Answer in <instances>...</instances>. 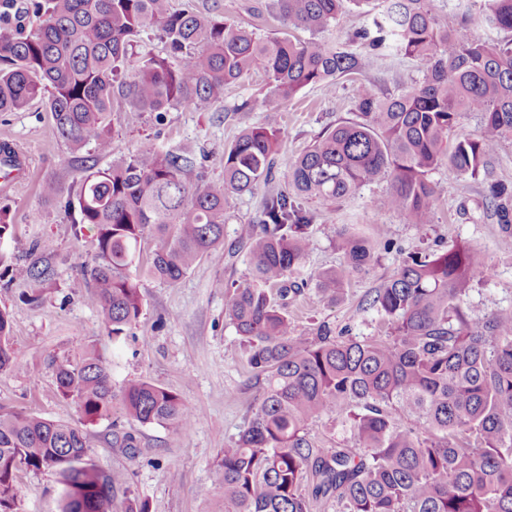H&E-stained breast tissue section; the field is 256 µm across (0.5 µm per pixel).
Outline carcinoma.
<instances>
[{"label":"carcinoma","mask_w":512,"mask_h":512,"mask_svg":"<svg viewBox=\"0 0 512 512\" xmlns=\"http://www.w3.org/2000/svg\"><path fill=\"white\" fill-rule=\"evenodd\" d=\"M350 4L365 21L344 42L324 34ZM468 20L504 34L475 36L466 25L443 24L434 0H267L264 9L290 30L265 38L169 0H0V112L38 101L72 151L93 145L112 152L111 116L183 107L208 112L224 90L254 72L267 78L261 100L267 123L245 129L224 153V185L190 182L193 152L162 153L149 140L98 168L82 161L76 208L95 229L93 256L74 288H90L112 341L142 312L139 280L131 275L145 235L164 241L145 274L180 280L202 257H219L224 214L235 195L268 181L277 146V116L301 90L365 76L376 59L412 57L422 76L399 94L359 85L357 115L327 129L288 163V189L271 191L260 230L250 243L249 279L234 287L226 314L249 343L248 362L263 381L248 426L224 449L220 470L224 512H312V500L333 497L346 512H512V309L473 319L461 307L481 255L455 247L429 260L411 257L378 289L372 304L392 336L338 341L328 328L310 342L295 335L281 298L304 283L293 279L310 245L313 214L306 199L335 200L390 179L378 208L401 214L419 231L433 220L441 168L473 178L499 144L512 137V0H460ZM156 27L167 55L127 64L135 39ZM466 112L481 116L476 138L456 129ZM488 204L512 236V185H491ZM384 233L348 229L336 244L343 266L317 275L318 290L336 297L355 273L368 270ZM5 268L42 287L54 281V246ZM11 319L0 309V373L15 367ZM57 390L78 413L49 420L0 405V512H17L16 460L33 470L59 471L61 512H112L116 477L89 462L87 428L112 415L115 402L141 424L183 432L194 420L177 394L144 380L121 394L96 345L52 360ZM355 404L353 452L320 448L307 422ZM400 421H395L394 416ZM317 480L312 497L306 475Z\"/></svg>","instance_id":"obj_1"}]
</instances>
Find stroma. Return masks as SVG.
I'll return each instance as SVG.
<instances>
[{"label": "stroma", "mask_w": 512, "mask_h": 512, "mask_svg": "<svg viewBox=\"0 0 512 512\" xmlns=\"http://www.w3.org/2000/svg\"><path fill=\"white\" fill-rule=\"evenodd\" d=\"M172 3L260 35L282 29L277 20L259 11L260 0ZM420 70L417 60L384 56L367 79L395 93L419 77ZM357 89V83L341 79L333 94L309 86L288 102L280 115L272 181L230 198L221 260L201 259L174 284L142 278L141 316L128 337L117 343L109 338L87 291L71 287L92 256L94 236L90 226L78 223L76 211L66 206L75 199L82 176L75 154L57 136L42 104L0 113V138L16 141L32 157L28 183L16 191L0 192V205L9 208L14 225L12 237L0 241V255L11 263L29 262L38 256L36 244L48 241L56 250L57 269L54 282L38 290L42 295L38 304L25 300L36 291L30 283L0 281V308L11 317L10 344L16 359L13 371L0 373V404L51 420L75 419L73 404L57 392L51 359L93 343L107 357L114 390L133 380H147L178 394L199 414L179 436L157 425L141 424L117 408L89 426L91 463L120 478L112 492V512H138L142 507L147 512H223L219 463L224 449L246 427L262 389L248 363L246 347L225 313L230 285L245 281L250 271L249 246L241 239L240 229L259 225L267 194L286 188L290 159L327 128L355 118ZM265 90L264 77L256 73L230 87L223 103L209 112L176 107L166 112L114 113L113 151L97 156L96 164L108 167L148 139L164 151L192 149L196 159L192 183L222 187L225 151L243 128L265 122L266 114L258 105ZM246 99L252 100L253 107L240 111ZM48 179L61 187L58 199L50 202L40 195L41 184ZM432 179L440 200L434 222L423 235L400 214L379 210L377 201L390 188L386 179L365 184L351 197L306 201L314 215L308 229L310 250L303 263L307 275L343 264L336 247L342 225L355 224L367 232L381 224L385 232L374 245L369 270L351 276L337 298L322 295L311 283L289 295L286 312L297 335L314 338L326 325L339 339L387 336L388 327L371 304L378 288L408 257L431 258L460 245L479 251L488 267L486 273L473 277L461 302L464 310L480 318L512 308V238L504 237L484 200L490 183H512V140L501 143L479 178L459 176L443 167ZM307 432L322 448L357 445L342 412L313 419ZM127 435L133 438L129 448L122 445ZM17 487L19 512H59L63 484L56 471H21Z\"/></svg>", "instance_id": "obj_1"}]
</instances>
